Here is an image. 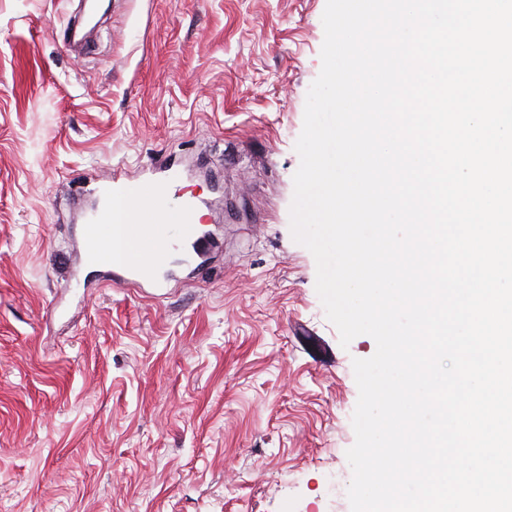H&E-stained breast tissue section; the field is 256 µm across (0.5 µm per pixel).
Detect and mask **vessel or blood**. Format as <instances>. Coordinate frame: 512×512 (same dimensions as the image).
Instances as JSON below:
<instances>
[{"label":"vessel or blood","mask_w":512,"mask_h":512,"mask_svg":"<svg viewBox=\"0 0 512 512\" xmlns=\"http://www.w3.org/2000/svg\"><path fill=\"white\" fill-rule=\"evenodd\" d=\"M177 178V171L168 168L135 182L108 177L89 188L92 202L83 214L79 266H101L117 285L143 283L158 290L164 282L157 273L164 241L180 235L190 255H204L211 242L201 223L200 201L183 199L179 225L160 216Z\"/></svg>","instance_id":"obj_1"}]
</instances>
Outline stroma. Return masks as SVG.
Returning a JSON list of instances; mask_svg holds the SVG:
<instances>
[{
	"instance_id": "stroma-1",
	"label": "stroma",
	"mask_w": 512,
	"mask_h": 512,
	"mask_svg": "<svg viewBox=\"0 0 512 512\" xmlns=\"http://www.w3.org/2000/svg\"><path fill=\"white\" fill-rule=\"evenodd\" d=\"M0 0V512H351L353 359L290 230L326 0ZM171 160L205 266L70 269L91 178Z\"/></svg>"
}]
</instances>
